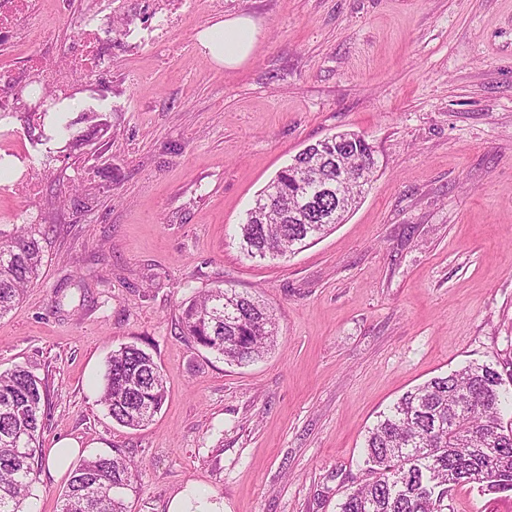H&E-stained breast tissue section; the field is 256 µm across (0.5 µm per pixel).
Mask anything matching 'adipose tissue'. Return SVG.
<instances>
[{
	"mask_svg": "<svg viewBox=\"0 0 512 512\" xmlns=\"http://www.w3.org/2000/svg\"><path fill=\"white\" fill-rule=\"evenodd\" d=\"M259 35V27L248 17H232L217 22L198 35L200 45L213 62L236 69L251 57Z\"/></svg>",
	"mask_w": 512,
	"mask_h": 512,
	"instance_id": "ef3b65f1",
	"label": "adipose tissue"
}]
</instances>
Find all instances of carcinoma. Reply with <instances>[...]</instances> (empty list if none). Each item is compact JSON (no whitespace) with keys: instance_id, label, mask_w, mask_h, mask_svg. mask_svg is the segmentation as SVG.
Masks as SVG:
<instances>
[{"instance_id":"cac0c4a2","label":"carcinoma","mask_w":512,"mask_h":512,"mask_svg":"<svg viewBox=\"0 0 512 512\" xmlns=\"http://www.w3.org/2000/svg\"><path fill=\"white\" fill-rule=\"evenodd\" d=\"M323 157L303 150L257 195L239 225L250 258H286L343 223L378 171L365 137L351 132L323 139ZM34 224L0 239V317L39 277L43 249ZM181 333L224 360L249 363L276 343L275 318L247 293L215 289L182 311ZM166 385L151 353L134 345L112 351L101 392L112 420L138 428L160 411ZM47 400L45 383L17 365L0 372V512H25L36 480L38 442ZM512 391L479 364L434 377L404 393L370 428L362 478L339 512H448L460 483L512 492V428L501 406ZM134 473L121 454L96 455L71 470L58 512H128L125 492Z\"/></svg>"}]
</instances>
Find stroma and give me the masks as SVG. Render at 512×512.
Returning a JSON list of instances; mask_svg holds the SVG:
<instances>
[{
    "label": "stroma",
    "mask_w": 512,
    "mask_h": 512,
    "mask_svg": "<svg viewBox=\"0 0 512 512\" xmlns=\"http://www.w3.org/2000/svg\"><path fill=\"white\" fill-rule=\"evenodd\" d=\"M128 37L61 113L0 117V236L43 233L44 264L0 316V371L47 387L40 448L125 455L129 512L187 486L224 512H338L368 428L403 393L469 363L512 377V0H45L77 40L112 14ZM249 16L242 67L209 25ZM363 134L378 172L346 221L286 259L235 236L309 144ZM37 199L12 193L22 168ZM228 288L273 310L277 344L237 365L180 332ZM149 351L168 396L145 427L100 402L113 350ZM448 512H512V492L456 485ZM259 27L249 17L224 18L198 34L200 45L218 65L236 69L251 57L259 35Z\"/></svg>",
    "instance_id": "1"
}]
</instances>
